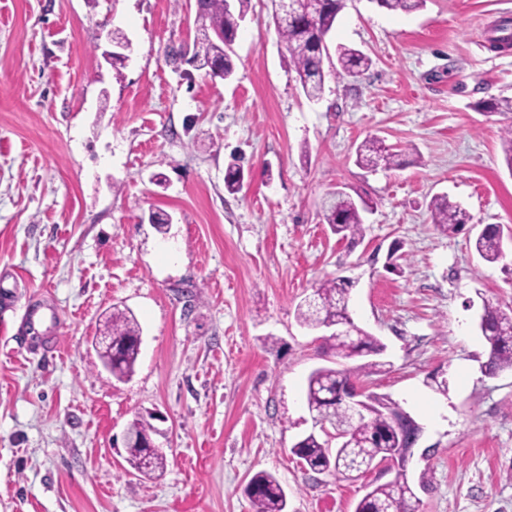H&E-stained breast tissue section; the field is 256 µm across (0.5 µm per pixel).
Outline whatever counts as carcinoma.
<instances>
[{
	"mask_svg": "<svg viewBox=\"0 0 512 512\" xmlns=\"http://www.w3.org/2000/svg\"><path fill=\"white\" fill-rule=\"evenodd\" d=\"M345 0H292L288 6L273 0L279 13L277 33L284 44V60L294 71L304 94L318 98L323 92L324 57L328 46L322 44L336 23ZM388 11L411 12L424 6L426 0H375ZM251 0H235L227 8L225 0H198L197 22L201 38L194 43L191 60L198 68L217 66L224 79L235 73L232 44L241 23L246 18ZM371 65V59L357 49L337 48L336 75L355 76ZM401 150L387 146L377 137L365 139L356 148V163L366 169L401 165ZM368 204H357L347 193H331L323 204V219L343 238L363 236L362 212ZM433 224L442 232L456 231L466 224L467 215L448 196L431 198L428 203ZM474 247L480 258L490 264L506 258L504 229L499 224L486 225L477 235ZM348 289L335 280H325L314 291L313 298L297 309L301 323L315 328L324 324L340 327V332L326 337L329 348L341 359L378 355L384 345L357 326L348 311ZM480 328L488 346L486 373L495 375L512 369V305L487 304ZM103 334L122 343L119 357L112 361V376L123 380L132 376L140 353L141 327L130 312L116 310L106 320ZM352 368L321 367L311 372L307 381L306 401L310 409L329 405L327 398L351 380ZM371 407L357 418L343 404L333 414V429L343 436L332 448L329 441L310 433L299 440L292 453L313 472L325 473L338 479L355 480L358 471L375 457L394 451L399 437L393 431L392 419L400 409L375 394H370ZM129 464L144 476L164 470L163 454L150 453L145 448L127 449ZM244 492L253 512H286V499L279 480L271 473L259 471L248 481ZM420 499L409 483L407 472L400 468L393 480L371 488L361 498L354 512H418Z\"/></svg>",
	"mask_w": 512,
	"mask_h": 512,
	"instance_id": "carcinoma-1",
	"label": "carcinoma"
}]
</instances>
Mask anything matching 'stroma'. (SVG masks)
I'll list each match as a JSON object with an SVG mask.
<instances>
[{
	"instance_id": "obj_1",
	"label": "stroma",
	"mask_w": 512,
	"mask_h": 512,
	"mask_svg": "<svg viewBox=\"0 0 512 512\" xmlns=\"http://www.w3.org/2000/svg\"><path fill=\"white\" fill-rule=\"evenodd\" d=\"M505 19L512 0H346L311 100L271 0H251L229 80L168 56L193 46L196 0H0V512H252L261 470L288 512H354L362 482L291 452L314 430L309 374L350 363L423 428L407 466L419 512H512V370L485 374L478 328L485 303L512 304V255L474 250L485 225L512 228V117L476 108L512 97V48L489 42ZM116 29L131 42L117 67ZM340 44L371 67L337 76ZM369 135L405 165H356ZM338 188L370 205L362 237L323 219ZM440 194L461 229L436 230ZM327 278L349 281L383 353L346 362L297 320ZM33 307L54 313L34 348L19 332ZM116 308L142 328L122 381L92 343ZM138 416L167 459L151 477L125 460ZM433 224L441 232L448 233V230L456 231L466 224L468 219L455 202H452L447 195L435 196L428 203Z\"/></svg>"
}]
</instances>
